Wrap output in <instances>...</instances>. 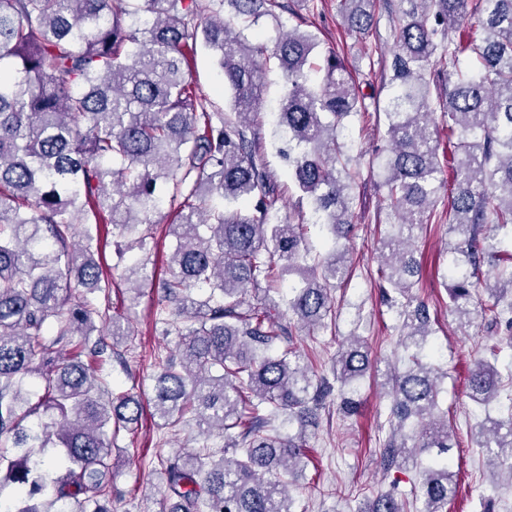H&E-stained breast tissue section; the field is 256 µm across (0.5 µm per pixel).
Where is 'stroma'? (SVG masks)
Here are the masks:
<instances>
[{
    "label": "stroma",
    "instance_id": "1",
    "mask_svg": "<svg viewBox=\"0 0 512 512\" xmlns=\"http://www.w3.org/2000/svg\"><path fill=\"white\" fill-rule=\"evenodd\" d=\"M288 10L278 20H263L259 28L264 42H272L280 32L299 28L317 36L323 48H332L343 59L360 90L366 96L369 111L381 112L389 102L391 88L380 54L360 55L363 35L349 29L338 11L337 0H318L316 8H307L304 0H287ZM190 78L200 92L216 107L228 106V97L215 63L206 49H198L190 68ZM384 128L363 116L350 117L344 132L351 156L357 161L361 178L353 191L354 232L347 243L352 260V276L336 291V327L315 333L294 331L301 349L307 352L318 374L331 376L338 344L351 335L366 341L372 358L396 362L402 350L398 345L397 317L384 304L379 291L380 258L374 235V220L384 190L379 170L372 158L384 143ZM259 136L264 159L277 180L282 198L281 210H288L297 194L288 178V144L275 134L272 125H264ZM447 224L424 225L419 234L416 257L423 268L417 294L429 307L437 360L448 371L441 384L440 405L448 410V428L461 440L452 449L451 470L458 483V494L449 503L448 512H483L485 500L496 502V512H512V486L488 479L484 457L470 444L469 429L480 412L467 396V366L482 354L488 344H498L503 352L498 368L503 376L512 375V335L487 328L476 321L468 332H461L448 314V292L442 283L448 255ZM132 293L123 281L113 283L109 294L112 314L127 319L131 336L115 344L127 365L108 364L105 371L111 386L129 390L141 398L152 395L151 376L158 360L174 355L179 341L176 335H164L158 318L160 292L145 289L138 304H131ZM389 401L380 375L366 376L361 384L360 406L356 414L346 416L335 404L320 409L318 425L308 441L309 460L291 489L297 512H364L381 490L398 488L409 493L414 475L404 470L384 471L379 450L389 433ZM188 448L203 446L220 449L222 439L199 434L195 425L184 426L177 436L157 428L150 416H142L132 431L121 433L112 486V512H163L165 504L157 488L162 483V459L173 452L174 444Z\"/></svg>",
    "mask_w": 512,
    "mask_h": 512
}]
</instances>
